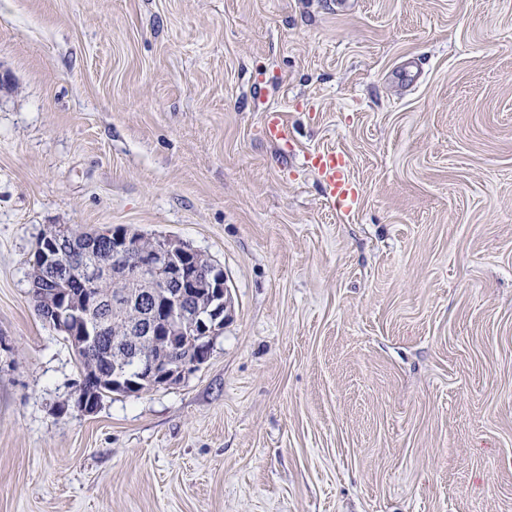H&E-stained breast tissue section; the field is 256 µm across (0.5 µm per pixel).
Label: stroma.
<instances>
[{"label": "stroma", "instance_id": "1", "mask_svg": "<svg viewBox=\"0 0 512 512\" xmlns=\"http://www.w3.org/2000/svg\"><path fill=\"white\" fill-rule=\"evenodd\" d=\"M116 226L233 317L86 413L28 273ZM0 512H512V0H0ZM318 172L326 184L331 200L336 203L350 206L357 200L355 185L345 174V157L336 152H326L318 159Z\"/></svg>", "mask_w": 512, "mask_h": 512}]
</instances>
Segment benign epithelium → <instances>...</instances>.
Segmentation results:
<instances>
[{
    "label": "benign epithelium",
    "mask_w": 512,
    "mask_h": 512,
    "mask_svg": "<svg viewBox=\"0 0 512 512\" xmlns=\"http://www.w3.org/2000/svg\"><path fill=\"white\" fill-rule=\"evenodd\" d=\"M40 268L36 288L44 320L65 336L75 335L71 315L97 312L87 324L83 339L74 345L87 348L98 332L111 322L112 310L130 313L124 322V340L152 341L172 352L181 336L194 322L207 336L224 329L230 309L229 289L224 272L218 268L199 274L188 264L201 253L167 238L159 242L145 239L126 227H114L98 234H69L51 230L40 239ZM122 269L112 282V296L105 298L95 284L112 269ZM69 272L77 279L79 291L57 307L55 283ZM207 360L203 354L193 359L171 357L139 359L138 382L112 383V390L132 393L146 386L171 385L196 370Z\"/></svg>",
    "instance_id": "7a95c632"
}]
</instances>
